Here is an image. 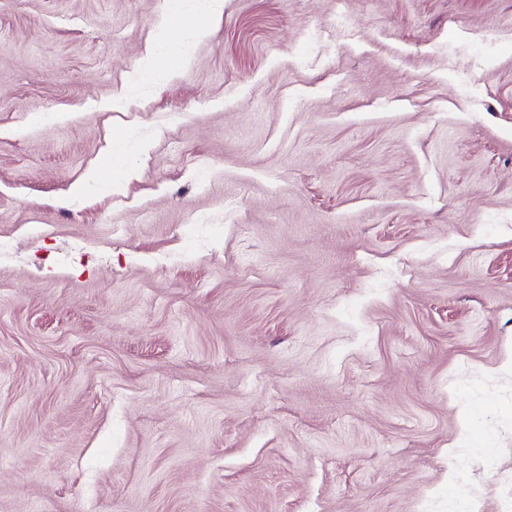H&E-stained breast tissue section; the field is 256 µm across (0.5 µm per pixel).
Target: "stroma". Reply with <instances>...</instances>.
<instances>
[{
    "label": "stroma",
    "mask_w": 512,
    "mask_h": 512,
    "mask_svg": "<svg viewBox=\"0 0 512 512\" xmlns=\"http://www.w3.org/2000/svg\"><path fill=\"white\" fill-rule=\"evenodd\" d=\"M169 4L0 0V512H512V0ZM180 13L178 11H169L164 17L162 30L164 36L159 40L152 54L157 55L162 60V65L154 68V72L164 71L180 62V54L172 39L173 32L179 27Z\"/></svg>",
    "instance_id": "35a3bbf8"
}]
</instances>
